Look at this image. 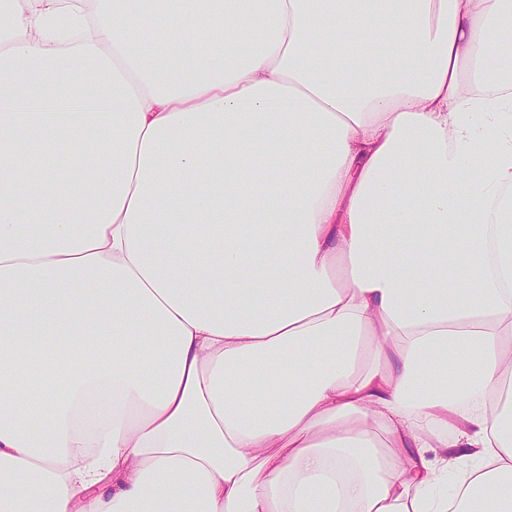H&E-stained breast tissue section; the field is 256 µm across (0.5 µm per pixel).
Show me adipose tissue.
Masks as SVG:
<instances>
[{"label":"adipose tissue","mask_w":512,"mask_h":512,"mask_svg":"<svg viewBox=\"0 0 512 512\" xmlns=\"http://www.w3.org/2000/svg\"><path fill=\"white\" fill-rule=\"evenodd\" d=\"M511 352L512 0H0V512H512ZM110 344V338H104L102 345L96 337L93 339H65L44 345L41 349V357L46 354L48 358L54 359L55 363L61 366L90 362L98 355L100 346L101 352L104 353L109 349Z\"/></svg>","instance_id":"obj_1"}]
</instances>
